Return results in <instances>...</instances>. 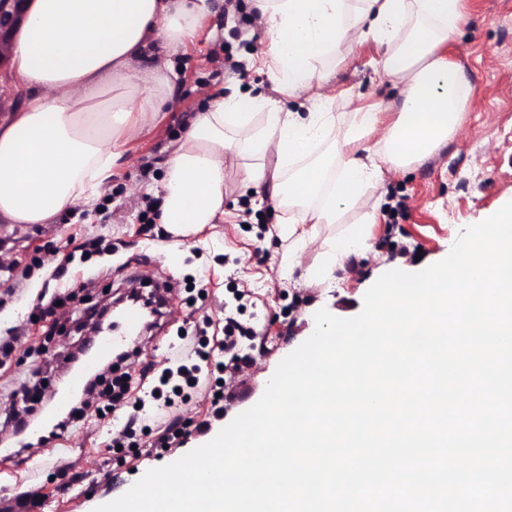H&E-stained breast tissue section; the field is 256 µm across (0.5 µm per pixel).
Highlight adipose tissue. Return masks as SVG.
Here are the masks:
<instances>
[{"label": "adipose tissue", "instance_id": "ef3b65f1", "mask_svg": "<svg viewBox=\"0 0 512 512\" xmlns=\"http://www.w3.org/2000/svg\"><path fill=\"white\" fill-rule=\"evenodd\" d=\"M265 47L249 59L271 94L213 97L172 145L160 223L177 237L224 216L225 155L246 159L242 182L271 190L294 207L289 234L332 223L341 205L384 170L434 152L459 127L473 97L461 66L440 56L465 22L463 0H252ZM212 14L210 0H33L9 49L25 104L0 121V219L50 224L97 200L139 128L164 110L176 77L172 57L193 43ZM385 44L380 67L401 87L398 118L373 148L361 140L379 122L359 113L347 149L312 158L316 140L335 123L322 106L328 58L353 35ZM305 90L307 112H285L279 98ZM265 123L249 137L255 115ZM309 157L295 173L289 160Z\"/></svg>", "mask_w": 512, "mask_h": 512}]
</instances>
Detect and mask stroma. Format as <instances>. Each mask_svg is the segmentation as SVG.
<instances>
[{
	"mask_svg": "<svg viewBox=\"0 0 512 512\" xmlns=\"http://www.w3.org/2000/svg\"><path fill=\"white\" fill-rule=\"evenodd\" d=\"M212 5L214 16L173 58L177 77L168 106L128 144L97 203L76 205L50 224L0 223V260L13 269L11 279L0 278V336L13 328L21 338L13 360L0 366V439L13 436L6 422L11 391L39 369L41 392L30 404L32 412H39L64 386L66 358L88 340L100 307L149 281L168 282L172 290L165 317L133 344L127 361L128 367L146 372L147 387L157 385L181 332L223 339L225 307L237 302L239 292L244 298L237 318L255 334L252 360L227 379L232 398L222 415H215L203 390L178 407L182 420L210 424L207 433H192L179 446L109 453V439L124 427L129 411L121 408L102 418L88 409L70 432L72 446L83 449V456L66 477L48 469L35 481L48 503L46 512H94L149 469L210 441L261 398L279 363L313 333L319 309L339 318L356 316L365 292L383 273H413L441 261L465 228L512 201V0H465L467 22L441 49L463 68L474 90L460 130L427 159L385 172L334 223L318 225L314 242L299 247L280 234L283 207L270 195L246 190L243 161L231 155L225 158L223 223L204 225L180 241L162 224L143 232L141 211L128 190L135 185L144 192L161 181L171 144L209 94L268 89L266 76L254 70L242 76L224 70L225 55L247 60L257 44L250 0H242L231 16L225 15L222 0ZM382 52L376 41L358 39L339 46L330 59L334 77L328 110L335 125L320 141L318 154L343 149L357 110L381 106L397 117L402 94L378 69ZM362 227L369 230L364 247L329 276L307 280L308 268ZM95 237L111 241V252L75 254L66 275L51 278L59 251L73 252ZM74 286L80 289L77 299L58 310L55 321L29 323V311L42 294Z\"/></svg>",
	"mask_w": 512,
	"mask_h": 512,
	"instance_id": "stroma-1",
	"label": "stroma"
}]
</instances>
